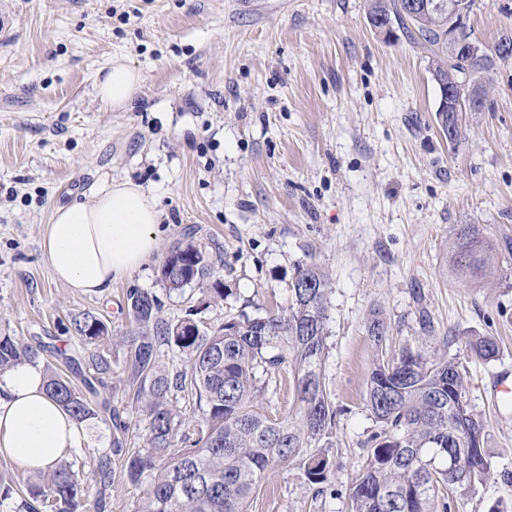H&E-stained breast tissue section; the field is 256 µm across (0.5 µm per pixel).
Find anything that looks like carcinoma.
<instances>
[{
    "mask_svg": "<svg viewBox=\"0 0 512 512\" xmlns=\"http://www.w3.org/2000/svg\"><path fill=\"white\" fill-rule=\"evenodd\" d=\"M370 0V23L399 24L430 45L433 76L439 88H458L467 70L472 81L507 61L502 36L483 57L470 60L448 46V14L470 13L475 0ZM463 116L438 112V122L452 141ZM499 247L482 224H460L448 247V264L462 277L478 280L499 264ZM207 248L190 240L166 256L161 280L170 291L212 283L214 299H224L221 282ZM288 307L249 315L242 311L216 327L197 319L191 307L175 321L162 318L163 300L133 288L127 295L135 331L127 341V364L143 399L149 422L146 445L119 448L125 476L146 485L132 512H247L251 498L279 471L297 466L305 483L322 491L332 484L336 461L337 410L326 382L328 281L313 264H299L288 288ZM78 349L61 354L68 372L44 363L47 394L81 426L110 410L101 397L103 376L112 374L111 328L93 312L73 319ZM366 331L378 357L367 380L365 405L381 431L371 438L366 458L350 487L351 512H440L445 491L468 494L491 475L484 423L470 407L459 362L429 357L406 345L386 353L389 326L380 309L367 319ZM178 351L182 364H159L161 348ZM465 348L491 361L500 347L492 336L467 337ZM45 346L0 335V372L17 364H39ZM288 379L295 415L276 416L257 402L274 376ZM78 378V388L72 378ZM196 399L202 418L179 415L173 399ZM99 485L96 510L112 488L111 459L96 463ZM84 485L71 463L59 461L37 473L18 493V512H80Z\"/></svg>",
    "mask_w": 512,
    "mask_h": 512,
    "instance_id": "1",
    "label": "carcinoma"
}]
</instances>
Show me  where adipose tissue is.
<instances>
[{
  "label": "adipose tissue",
  "instance_id": "obj_1",
  "mask_svg": "<svg viewBox=\"0 0 512 512\" xmlns=\"http://www.w3.org/2000/svg\"><path fill=\"white\" fill-rule=\"evenodd\" d=\"M141 74L113 61L96 82L101 103L121 108ZM160 214L141 185L112 183L88 200L57 206L42 234V250L56 280L84 295H104L138 270L159 247ZM81 444V430L46 392L41 367L20 364L0 373V455L31 473L53 468Z\"/></svg>",
  "mask_w": 512,
  "mask_h": 512
}]
</instances>
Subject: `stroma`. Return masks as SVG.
<instances>
[{
    "instance_id": "obj_1",
    "label": "stroma",
    "mask_w": 512,
    "mask_h": 512,
    "mask_svg": "<svg viewBox=\"0 0 512 512\" xmlns=\"http://www.w3.org/2000/svg\"><path fill=\"white\" fill-rule=\"evenodd\" d=\"M367 12L368 0H0V334L70 350L75 315L97 313L112 328L105 392L137 424L127 447L140 448L128 290L163 297L168 319L203 305L201 320L216 325L287 306L297 264L316 265L329 280L335 491L316 493L292 467L249 512H350L352 478L379 430L364 400L376 308L390 352L411 344L461 358L492 476L449 496L448 512H490L512 505V410L492 398L494 376L512 371V255L466 283L448 269V242L460 224L512 241V59L484 75L486 104L452 142L435 121L432 52L401 30H375ZM468 23L493 46L512 33V0H476ZM116 58L142 75L122 109L94 89ZM126 180L158 203L159 249L106 295L74 294L51 273L44 227L57 205ZM191 238L220 260L221 301L195 284L167 293L160 279L165 257ZM474 334L497 338L496 360L467 355ZM112 439L101 415L66 458L91 502L90 472L111 455L106 512H131L141 490Z\"/></svg>"
}]
</instances>
